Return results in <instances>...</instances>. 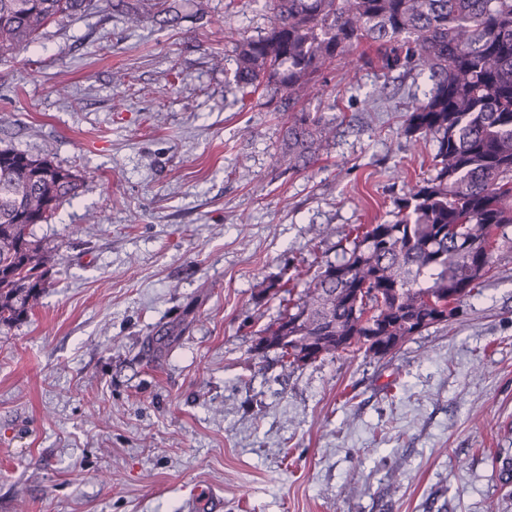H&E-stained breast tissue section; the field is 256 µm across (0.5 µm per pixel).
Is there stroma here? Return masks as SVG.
<instances>
[{
  "label": "stroma",
  "mask_w": 512,
  "mask_h": 512,
  "mask_svg": "<svg viewBox=\"0 0 512 512\" xmlns=\"http://www.w3.org/2000/svg\"><path fill=\"white\" fill-rule=\"evenodd\" d=\"M112 0L0 60V147L80 178L37 237L57 249L28 317L0 325V512H512V227L480 296L393 358L283 373L262 296L389 220L427 170L402 133L424 78L364 43L308 111L336 137L278 161L287 113L241 97L224 36L264 0H187L177 23Z\"/></svg>",
  "instance_id": "35a3bbf8"
}]
</instances>
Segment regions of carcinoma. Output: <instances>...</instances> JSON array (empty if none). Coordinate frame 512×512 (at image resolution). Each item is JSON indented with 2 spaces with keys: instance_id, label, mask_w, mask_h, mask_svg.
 Segmentation results:
<instances>
[{
  "instance_id": "cac0c4a2",
  "label": "carcinoma",
  "mask_w": 512,
  "mask_h": 512,
  "mask_svg": "<svg viewBox=\"0 0 512 512\" xmlns=\"http://www.w3.org/2000/svg\"><path fill=\"white\" fill-rule=\"evenodd\" d=\"M93 0H0V58L26 50L61 16ZM265 32L233 40L242 95L282 91L290 113L279 160L305 169L335 137L336 121L297 109L322 71L363 41L384 69L417 72L429 88L405 133L435 142L429 174L394 202L392 219L349 229L340 256L310 279L278 285L283 310L260 330L288 323L284 369L312 357L384 359L423 329L446 323L479 294L512 224V0H268ZM80 188L43 156L0 148V325L20 321L47 288L53 255L37 239Z\"/></svg>"
}]
</instances>
